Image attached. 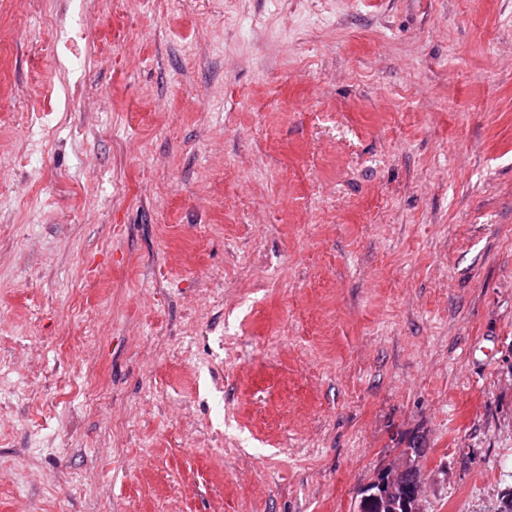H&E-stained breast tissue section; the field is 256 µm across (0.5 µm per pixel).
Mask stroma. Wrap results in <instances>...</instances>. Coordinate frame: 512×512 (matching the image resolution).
I'll list each match as a JSON object with an SVG mask.
<instances>
[{
	"instance_id": "35a3bbf8",
	"label": "stroma",
	"mask_w": 512,
	"mask_h": 512,
	"mask_svg": "<svg viewBox=\"0 0 512 512\" xmlns=\"http://www.w3.org/2000/svg\"><path fill=\"white\" fill-rule=\"evenodd\" d=\"M0 512L512 488V0H0ZM427 448L423 436H415L404 448L402 455L406 458L408 465L404 471L397 474L394 480H391L392 493L389 496H376L374 485L381 479L383 474L389 477V468H383L374 481L365 486L357 504L358 512H403L400 511L399 504L402 497L406 494V489L415 477L422 476L420 460L425 457Z\"/></svg>"
}]
</instances>
